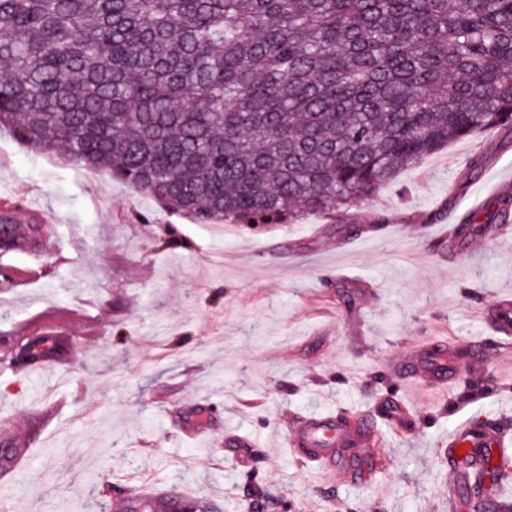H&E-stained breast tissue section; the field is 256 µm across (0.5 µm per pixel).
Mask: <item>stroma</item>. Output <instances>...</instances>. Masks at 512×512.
<instances>
[{
    "label": "stroma",
    "instance_id": "stroma-1",
    "mask_svg": "<svg viewBox=\"0 0 512 512\" xmlns=\"http://www.w3.org/2000/svg\"><path fill=\"white\" fill-rule=\"evenodd\" d=\"M476 155L486 163L472 173ZM76 169L64 149L0 131V198L34 231L52 219L67 246L41 280L0 284V354L18 341L12 328L49 314L69 338L38 385L0 373V424L29 445L22 473L0 484V512H127L130 483L173 484L224 512L252 483L277 498L274 512H448L441 446L476 414L512 424V344L468 369L488 389L466 403L452 387L430 401L385 362L423 339L493 340L483 316L512 296V226L455 255L445 233L512 180V133L450 142L350 208L256 226L197 224L107 171ZM388 390L413 419L398 432L377 419L387 469L367 483L277 447L290 419L370 413ZM199 402L216 406L210 430L184 440L172 425ZM228 431L251 447L223 448Z\"/></svg>",
    "mask_w": 512,
    "mask_h": 512
}]
</instances>
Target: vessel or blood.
Instances as JSON below:
<instances>
[{
	"label": "vessel or blood",
	"mask_w": 512,
	"mask_h": 512,
	"mask_svg": "<svg viewBox=\"0 0 512 512\" xmlns=\"http://www.w3.org/2000/svg\"><path fill=\"white\" fill-rule=\"evenodd\" d=\"M62 249L56 234H32L28 225L17 220L10 203H0V276L11 280L13 286L38 280L39 259ZM14 254L32 256L35 262L22 268L13 266L8 259ZM457 358L455 348L432 338L405 350L394 360L390 372L400 382L426 381L432 387H444L457 378ZM511 432L503 424L479 415L449 434L445 461L454 478L450 497L470 496L469 475L473 470L512 467V445L507 442ZM376 434L377 428L367 416L349 421L322 413L293 422L280 439L296 460L318 463L333 469L341 481L360 484L368 481L370 470L378 466L370 451ZM25 454L10 433H0V472L16 474Z\"/></svg>",
	"instance_id": "obj_1"
}]
</instances>
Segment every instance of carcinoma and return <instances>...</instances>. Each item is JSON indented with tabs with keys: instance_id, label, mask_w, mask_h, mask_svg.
<instances>
[{
	"instance_id": "1",
	"label": "carcinoma",
	"mask_w": 512,
	"mask_h": 512,
	"mask_svg": "<svg viewBox=\"0 0 512 512\" xmlns=\"http://www.w3.org/2000/svg\"><path fill=\"white\" fill-rule=\"evenodd\" d=\"M0 127L200 224L326 214L512 128V0H0ZM511 212L507 193L454 240ZM59 350L30 336L0 362ZM483 392L472 379L456 398ZM487 477L512 473L470 482ZM170 491L127 487L129 512H167ZM275 505L257 487L242 508Z\"/></svg>"
}]
</instances>
